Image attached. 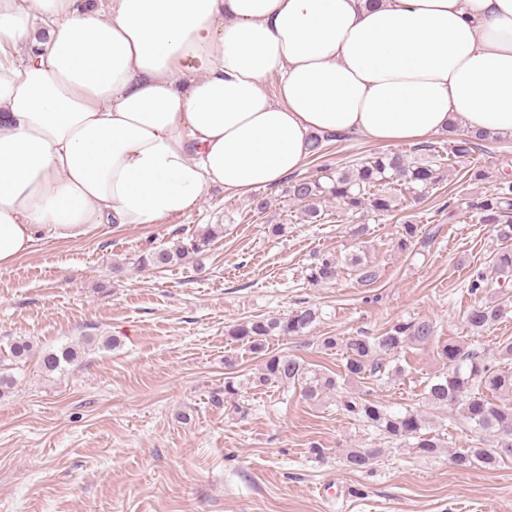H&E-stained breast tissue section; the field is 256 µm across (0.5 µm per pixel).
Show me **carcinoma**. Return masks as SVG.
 <instances>
[{"mask_svg": "<svg viewBox=\"0 0 512 512\" xmlns=\"http://www.w3.org/2000/svg\"><path fill=\"white\" fill-rule=\"evenodd\" d=\"M499 135L484 131L472 134L459 130L448 137V154L461 163L481 148V143L495 141ZM417 150L427 159L411 161L400 153L383 152L358 161L355 167L337 171L336 176L323 182L318 178H300L288 181V196L304 204V217L311 224L319 222L322 212L318 202L333 200L341 212H371L379 216L394 210L400 197H418L440 183L446 164L432 145H420ZM486 224H498L499 239L512 241V181H502L489 194L474 203ZM223 233V225L214 224L193 235L187 241L179 240L171 246L149 251L138 260L141 267L163 269L198 255ZM417 225H403L397 248L407 250L416 245ZM359 286L368 288L379 278L377 268L365 256L353 254L348 259ZM492 268L503 277L504 290L495 298L479 300L468 311L465 322L473 334L482 335L503 317L512 296L507 283L512 281V244L497 249ZM336 257L324 255L308 268L306 279L313 285L332 284L339 276ZM487 275L474 268L466 282L467 293L476 296L485 293ZM318 309L303 306L281 318L251 319L228 330L237 342L248 344L255 353L267 351L266 343L272 336H303L319 321ZM436 326L426 318L393 324L379 336H325L323 350H339L343 363L339 372L330 375L308 367L296 357L271 354L264 358L258 383L261 385H298L304 398L313 403L336 393L339 381H356L367 376L379 382L386 375L385 357L393 358L407 345L429 346L436 342ZM32 344L16 339L9 352L0 356V389L14 385L8 373L10 363L31 354ZM498 354L502 365L488 363L479 347L465 340H452L438 346L442 372L426 385L424 399L427 405L457 412L473 433L468 448L453 456L454 464L469 469L478 464L495 467L506 457H512V343L500 344ZM76 357L70 346L39 353L41 369L51 373L61 371ZM346 415L372 427L391 443L409 445L415 454L435 456L442 448L444 437L430 431V421L420 409L407 408L390 412L368 394L345 395L339 401ZM509 448L505 454L502 449ZM386 452L384 448H354L345 455L344 464L352 471H366Z\"/></svg>", "mask_w": 512, "mask_h": 512, "instance_id": "1", "label": "carcinoma"}]
</instances>
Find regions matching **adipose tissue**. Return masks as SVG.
Wrapping results in <instances>:
<instances>
[{"mask_svg":"<svg viewBox=\"0 0 512 512\" xmlns=\"http://www.w3.org/2000/svg\"><path fill=\"white\" fill-rule=\"evenodd\" d=\"M455 128L512 136V0H0V268L275 186L315 135Z\"/></svg>","mask_w":512,"mask_h":512,"instance_id":"adipose-tissue-1","label":"adipose tissue"}]
</instances>
